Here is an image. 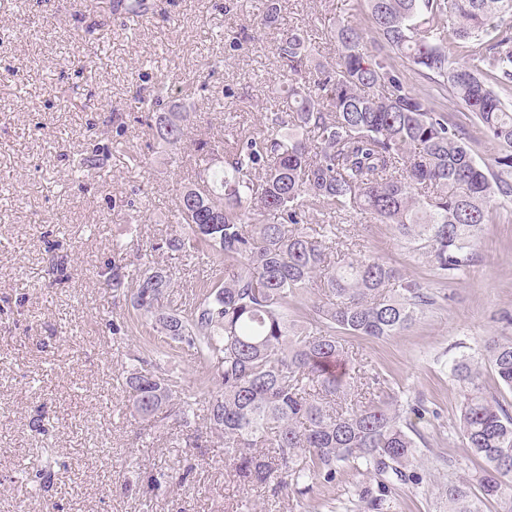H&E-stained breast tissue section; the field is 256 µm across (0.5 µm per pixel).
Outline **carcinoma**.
Returning <instances> with one entry per match:
<instances>
[{"mask_svg":"<svg viewBox=\"0 0 512 512\" xmlns=\"http://www.w3.org/2000/svg\"><path fill=\"white\" fill-rule=\"evenodd\" d=\"M261 24H279V0H262ZM366 6L374 37L350 22L328 25L336 60L310 64L316 47L298 28L280 29L275 52L288 68L289 111L264 116L256 135L208 127L193 140L195 179L175 202L172 233L151 250L212 262L185 308L165 302L173 272L131 267L121 248L97 271L98 282L125 300L153 330L191 352L215 384L206 409L224 438L237 477L274 492L304 495L330 482L344 463L365 468L376 488L361 493L365 512H387L395 486L417 482L415 442L399 405L374 374L367 400L354 396L356 365L345 338L382 339L409 328L433 299L421 284L365 254L336 247L341 215L390 224L430 267L450 276L472 260L471 246L490 222L488 204L512 203V0H354ZM401 56L441 86L446 101L407 88ZM160 83L132 103L148 112L160 142L184 140L193 113L161 111ZM472 112L497 146L494 166L475 160L469 134L448 104ZM110 151L79 154L83 179ZM316 213L329 223L312 225ZM312 288L328 302L291 317L288 305ZM125 384L149 421L171 414L190 425L200 401L173 372L134 358ZM489 367L512 392V340L488 338L475 356L454 361L468 387L459 427L480 460L476 481L448 484V512H483L496 499L512 512L502 479L512 476V414L481 381Z\"/></svg>","mask_w":512,"mask_h":512,"instance_id":"carcinoma-1","label":"carcinoma"}]
</instances>
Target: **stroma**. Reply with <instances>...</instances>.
I'll use <instances>...</instances> for the list:
<instances>
[{"label": "stroma", "instance_id": "stroma-1", "mask_svg": "<svg viewBox=\"0 0 512 512\" xmlns=\"http://www.w3.org/2000/svg\"><path fill=\"white\" fill-rule=\"evenodd\" d=\"M89 0H0V512H363L372 476L344 464L311 491L271 493L240 485L224 442L198 411L201 445L186 447L178 417L147 421L123 389L133 356L160 352L185 386L197 389L190 352L169 346L145 321L113 303L96 273L115 245L139 263L171 232V208L194 173L188 149L158 143L129 103L163 82L177 104L223 127L236 113L245 129L285 109L275 29L256 0H161L148 18L120 21ZM353 17L350 0H282L281 24L307 30L322 55L328 20ZM207 81L212 95L190 93ZM75 87L111 102V112L66 103ZM106 147L92 176H71L77 155ZM472 263L443 278L400 242L393 226L363 216L339 225L341 248L357 247L420 281L436 302L405 331L352 337L349 351L380 374L417 444L419 484L403 486L391 512H448L450 483L478 465L459 430L464 387L452 362L492 336L512 338V203H491ZM68 261L67 280L49 272L50 254ZM175 271L174 304L205 263L160 250ZM124 324L113 334L111 322Z\"/></svg>", "mask_w": 512, "mask_h": 512}]
</instances>
